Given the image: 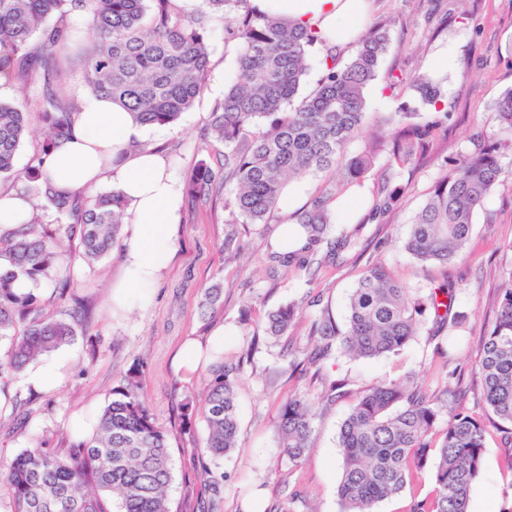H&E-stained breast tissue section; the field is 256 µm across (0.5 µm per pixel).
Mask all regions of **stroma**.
<instances>
[{
	"instance_id": "35a3bbf8",
	"label": "stroma",
	"mask_w": 512,
	"mask_h": 512,
	"mask_svg": "<svg viewBox=\"0 0 512 512\" xmlns=\"http://www.w3.org/2000/svg\"><path fill=\"white\" fill-rule=\"evenodd\" d=\"M387 25L390 44L380 72H435L445 102L423 112L438 126L428 153L402 167L397 180L405 193L386 217L370 219L375 198L389 191L383 180L391 156L375 128L349 142L346 155L374 151V167L361 185L351 188L345 204L333 212L331 239L356 236L340 264L327 263L315 275L297 269L270 276L268 256L279 248V229L295 224L325 186L321 173L291 180L300 197L295 209L277 210L267 224H231L223 203L204 200L182 206L176 254L170 270L148 296L126 310L112 306V292L123 277L120 246L88 266L79 241L69 246L67 262L76 300L60 299L53 286L40 289L46 314L77 315L80 325L58 356L69 364L61 385L34 391L24 378L8 388L0 404V475L22 450L43 445L66 448L78 428L111 401V390L134 363L144 365L142 396L170 438L173 482L171 512H344L337 494L341 474L340 428L357 399L380 381H417L438 390L437 374L448 377V403L487 417L478 404L472 367L484 336L498 313L507 272L512 271V181L498 186L475 212L468 243L470 260L447 266L421 263L400 244L434 180L471 146L477 134L497 128L492 104L512 87V0H368L363 28ZM237 60L236 42L223 28L210 38L207 88L177 123L155 129L145 139L186 180L199 160L224 155L221 143L203 133L223 100ZM384 264L409 287L429 291L455 285V321L433 335V315H426L416 339L385 356L354 360L342 349L309 364L312 322L329 311L344 323L348 296L359 276ZM223 289L220 306L202 307L213 284ZM292 303L297 318L287 337L266 339V316ZM224 328V365L237 380L238 443L219 472L218 496H198L204 483L198 456L206 445L204 391L211 358L202 355L191 381H181L173 365L177 349ZM347 380L349 394L317 409L311 447L299 464H290L278 445L277 421L289 395L302 389L321 391ZM512 507V466L496 428L486 433L483 465L471 490L470 512H507Z\"/></svg>"
}]
</instances>
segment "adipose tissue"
Wrapping results in <instances>:
<instances>
[{"instance_id": "ef3b65f1", "label": "adipose tissue", "mask_w": 512, "mask_h": 512, "mask_svg": "<svg viewBox=\"0 0 512 512\" xmlns=\"http://www.w3.org/2000/svg\"><path fill=\"white\" fill-rule=\"evenodd\" d=\"M261 14L313 28L324 45L345 46L356 35L367 0H252ZM147 131L110 100L84 97L71 139L57 144L43 168L64 191L123 192L129 206L120 255L124 278L112 300L125 307L153 288L174 256L182 184L152 149L142 147Z\"/></svg>"}]
</instances>
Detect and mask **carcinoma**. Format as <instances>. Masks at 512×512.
<instances>
[{"mask_svg":"<svg viewBox=\"0 0 512 512\" xmlns=\"http://www.w3.org/2000/svg\"><path fill=\"white\" fill-rule=\"evenodd\" d=\"M249 0H203L186 11L178 0H0V84L16 82L36 93L21 104L0 101V182L34 199L30 221L16 229L0 227V390L39 355L71 342L78 318L58 319L43 312L36 292L19 294L14 283H55L70 287L60 259L64 238L79 234L83 256L93 266L112 250L128 206L115 190L60 194L41 180L42 158L16 169L28 117L39 115L47 134L42 154L70 134L81 100L62 96L63 70L56 50L74 47L83 60L89 96H105L132 112L141 125L177 121L203 94L209 66V37L224 24L225 39L239 45L234 79L224 100L211 112L208 138L224 144V175L200 161L185 195L210 196L217 178L224 183L227 224H266L278 208L286 181L336 166L346 145L369 122L365 91L379 75L389 42L387 26L361 37L345 64L334 54L323 61L324 75L309 94L300 95L310 52L320 43L312 28L258 15ZM414 92L418 106L405 103L383 123L395 129L392 154L405 165L430 147L435 125L421 124L419 108L433 106L440 86L429 74L409 83L388 75L386 89L397 96ZM499 127L473 140L472 148L448 165L416 215L402 249L421 262L464 261L475 211L506 177H512V89L495 102ZM374 154L350 157L341 171L344 186L361 184ZM337 196L323 193L300 213L302 239L288 252L273 251L271 261L302 270L320 267L319 247L338 257L352 241H331V210ZM52 217L51 229L44 221ZM450 289L423 296L396 280L383 265L369 267L348 301L340 328L325 314L313 333L318 345L310 360L323 359L334 344L354 358L395 353L419 333L421 318L434 314L436 332L448 324ZM294 306L267 315L266 335H288ZM481 385L480 400L497 418L512 463V275L503 289L498 316L484 336L483 354L472 368ZM204 398L207 443L205 472L237 447L236 383L224 355L210 367ZM143 365L132 366L112 387V400L97 418L89 439L77 437L63 451L25 449L10 463L4 480L11 489L10 512H170L172 482L168 432L141 396ZM332 384L314 397L288 396L277 431L280 447L297 464L310 448L315 400L345 395ZM448 421L437 429L439 412ZM485 424L463 408H448V387L430 399L418 386L378 382L351 409L339 435L341 475L338 496L344 512H375V506L401 494L429 463L433 486L411 502L409 512H470L473 484L481 473ZM112 495L113 510L104 496Z\"/></svg>","mask_w":512,"mask_h":512,"instance_id":"cac0c4a2","label":"carcinoma"}]
</instances>
